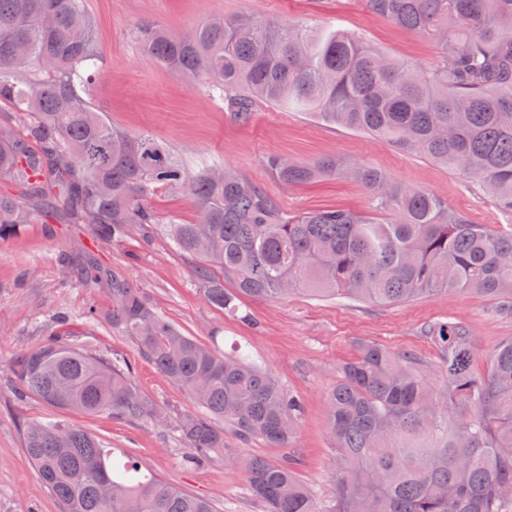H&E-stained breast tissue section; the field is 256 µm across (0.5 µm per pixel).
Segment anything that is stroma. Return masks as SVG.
Here are the masks:
<instances>
[{
	"label": "stroma",
	"instance_id": "1",
	"mask_svg": "<svg viewBox=\"0 0 512 512\" xmlns=\"http://www.w3.org/2000/svg\"><path fill=\"white\" fill-rule=\"evenodd\" d=\"M86 7L96 25L104 69L90 102L124 133L149 132L163 140L190 170L212 165L235 169L288 214L336 207L368 211V192L354 179L341 176L287 187L267 165L275 155L302 162L332 157L342 166L368 165L394 182L433 193L472 223L512 225V214L499 208L475 180L367 134L262 100L255 101L249 122H239L195 81L158 65L135 39L137 29L146 24L181 36L213 17L249 13L318 27L337 25L422 71L435 67L439 47L431 36L371 14L362 0H86ZM82 250L92 251L105 272H116L140 288L186 335L247 355L302 399L304 411L290 448H273L260 439L240 441L229 433L224 439L242 459L259 456L277 462L294 456L299 478L324 512L332 507L336 469L327 392L360 344L414 353L422 375L438 386L440 352L423 335L424 326L467 322L481 350L474 363L479 372L485 367V352L512 337V316L499 314L496 300L460 291L426 294L390 306L294 292L274 300H243L241 308L250 315L245 322L204 299L193 260L167 239L147 243L135 234L105 243L85 224L24 225L17 237L0 240V512H61L24 452L22 424L30 420H62L84 428L117 453L132 457L144 472L208 499L217 512H264L234 465L184 464L187 449L176 424L196 405L158 372L134 337L112 328L110 281L90 287L58 264L60 253ZM65 277L70 280L66 288L60 285ZM91 308L97 315L89 321L84 314ZM60 312L70 318L71 343L130 365L136 387L165 412L164 421L137 423L65 411L20 395L13 360L43 340L52 317Z\"/></svg>",
	"mask_w": 512,
	"mask_h": 512
}]
</instances>
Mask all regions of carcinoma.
I'll return each instance as SVG.
<instances>
[{
  "label": "carcinoma",
  "mask_w": 512,
  "mask_h": 512,
  "mask_svg": "<svg viewBox=\"0 0 512 512\" xmlns=\"http://www.w3.org/2000/svg\"><path fill=\"white\" fill-rule=\"evenodd\" d=\"M373 14L432 35L441 47L422 74L339 27H312L251 14L217 16L173 37L138 30L160 65L206 87L240 122L254 100L368 134L478 179L512 212V0H364ZM85 0H0V105L23 131L0 125V240L47 215L89 224L118 241L132 232L169 239L196 261L206 301L247 321L239 300H272L302 290L394 305L436 291L465 290L512 315V226L473 224L434 194L356 166L347 175L370 195L371 212H282L234 170L189 171L163 141L132 137L89 106L102 75ZM286 185L342 173L336 160L273 156ZM160 189L189 193L197 221L160 218ZM97 285L91 253L60 260ZM220 275H215L212 268ZM112 327L136 338L156 369L201 413L178 432L185 461L223 459L243 470L266 512H321L295 473L296 460H240L224 443L286 448L301 400L240 353L226 354L163 319L140 289L112 275ZM15 359L18 387L58 409L156 422L158 406L123 362L106 361L61 339L66 321ZM441 353V388L419 375L416 357L363 343L327 394L337 476L331 512H506L512 496V338L474 370L476 336L460 320L429 324ZM27 458L64 512H214L209 500L145 474L88 431L61 421L23 424Z\"/></svg>",
  "instance_id": "carcinoma-1"
}]
</instances>
